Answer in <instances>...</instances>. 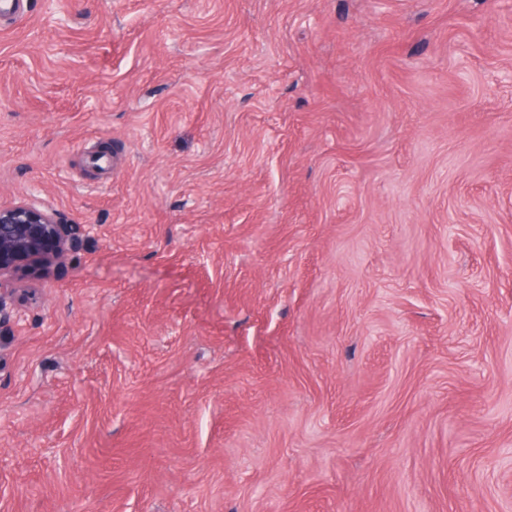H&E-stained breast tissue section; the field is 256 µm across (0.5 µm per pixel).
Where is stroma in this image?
Instances as JSON below:
<instances>
[{
    "label": "stroma",
    "instance_id": "obj_1",
    "mask_svg": "<svg viewBox=\"0 0 512 512\" xmlns=\"http://www.w3.org/2000/svg\"><path fill=\"white\" fill-rule=\"evenodd\" d=\"M33 192L0 512H512V0H29ZM92 226L68 223L37 193L16 205L0 206V336L22 317L8 306L15 282L49 279L76 261Z\"/></svg>",
    "mask_w": 512,
    "mask_h": 512
}]
</instances>
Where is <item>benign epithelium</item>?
I'll return each instance as SVG.
<instances>
[{"mask_svg": "<svg viewBox=\"0 0 512 512\" xmlns=\"http://www.w3.org/2000/svg\"><path fill=\"white\" fill-rule=\"evenodd\" d=\"M92 230L90 224L65 221L37 193L16 205L0 206V336L22 317L9 307L15 282L48 279L76 261Z\"/></svg>", "mask_w": 512, "mask_h": 512, "instance_id": "1", "label": "benign epithelium"}]
</instances>
